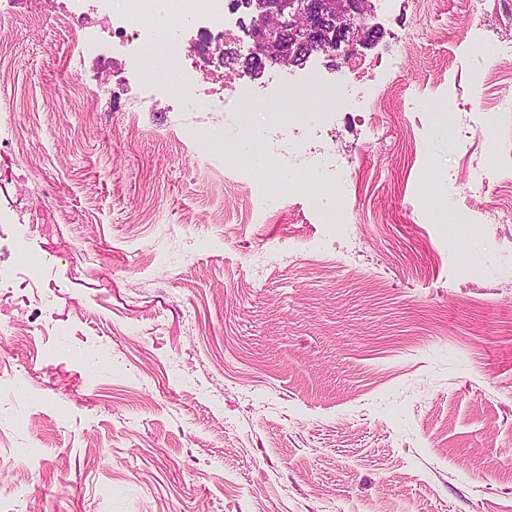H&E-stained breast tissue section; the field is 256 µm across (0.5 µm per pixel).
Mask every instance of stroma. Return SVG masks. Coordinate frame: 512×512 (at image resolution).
<instances>
[{
    "label": "stroma",
    "instance_id": "35a3bbf8",
    "mask_svg": "<svg viewBox=\"0 0 512 512\" xmlns=\"http://www.w3.org/2000/svg\"><path fill=\"white\" fill-rule=\"evenodd\" d=\"M0 0V512H512V173L480 186L487 128L458 145L400 106L498 112L512 75L459 86L467 23L512 37L501 0H399L372 63L418 50L365 124L340 129L338 195L316 177L254 223L228 149L264 136L220 112L133 111L117 41L108 88L61 17L87 0ZM376 135H369V128ZM321 201H313V193ZM351 217L348 235L326 208ZM397 51L386 58H381L376 66L386 72L399 71L404 61L412 56L417 48V43L409 34L402 35L398 41ZM400 72V71H399ZM469 207V208H468ZM471 207H473L470 203L467 206V210H459L457 211L453 219L455 223H459V221L462 219L463 214L467 213L468 211H472L473 213H470L469 223H471L473 220H475L477 217L484 216L486 220L489 221V223L485 224H511L512 223V211L511 210H498V209H483L480 210H471ZM474 208V207H473Z\"/></svg>",
    "mask_w": 512,
    "mask_h": 512
}]
</instances>
